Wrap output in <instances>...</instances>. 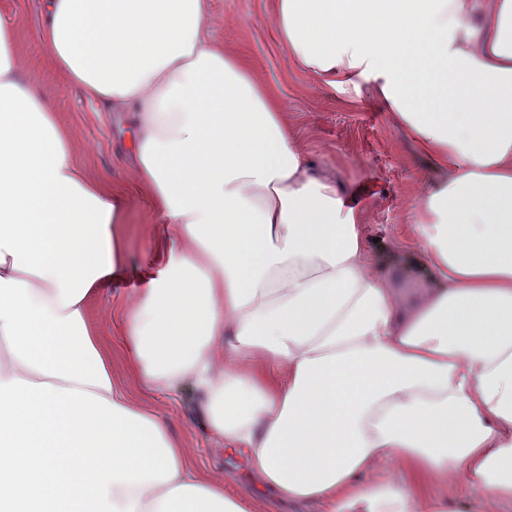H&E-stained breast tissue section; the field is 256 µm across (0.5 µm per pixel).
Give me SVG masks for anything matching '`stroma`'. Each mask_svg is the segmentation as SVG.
Wrapping results in <instances>:
<instances>
[{
	"label": "stroma",
	"instance_id": "1",
	"mask_svg": "<svg viewBox=\"0 0 512 512\" xmlns=\"http://www.w3.org/2000/svg\"><path fill=\"white\" fill-rule=\"evenodd\" d=\"M274 6L275 0H208L209 35L270 89L314 166L355 190L365 213L369 254L406 256L413 248L409 214L425 187L422 159L404 131L381 112L368 86L347 93L323 89L293 67L273 23ZM0 17L17 30L24 75L72 129L82 167L122 194L127 260L132 267H143L155 246L147 230L154 212L126 161L118 113L87 101L53 66L38 38L44 20L41 0H0ZM128 296V287H110L91 306V317L112 350L114 379L168 421L185 439L198 467L230 478L232 488L249 487L241 456L213 442L197 421L190 396L142 390L131 375L116 333Z\"/></svg>",
	"mask_w": 512,
	"mask_h": 512
}]
</instances>
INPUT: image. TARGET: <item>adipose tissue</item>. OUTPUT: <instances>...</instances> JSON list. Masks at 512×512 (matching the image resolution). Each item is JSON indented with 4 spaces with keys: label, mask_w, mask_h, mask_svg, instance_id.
Returning <instances> with one entry per match:
<instances>
[{
    "label": "adipose tissue",
    "mask_w": 512,
    "mask_h": 512,
    "mask_svg": "<svg viewBox=\"0 0 512 512\" xmlns=\"http://www.w3.org/2000/svg\"><path fill=\"white\" fill-rule=\"evenodd\" d=\"M43 9L68 83L129 113L159 216L121 316L142 386L193 396L266 512H454L430 486L512 504V0H276L291 62L371 83L427 164L410 294L206 0ZM75 154L0 18V512H250L112 379L90 307L129 277L121 199Z\"/></svg>",
    "instance_id": "1"
}]
</instances>
